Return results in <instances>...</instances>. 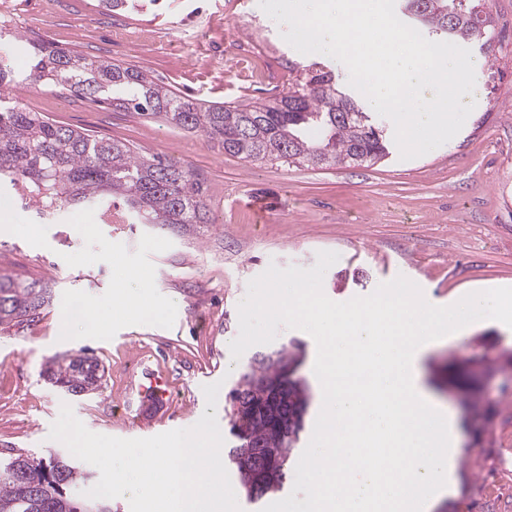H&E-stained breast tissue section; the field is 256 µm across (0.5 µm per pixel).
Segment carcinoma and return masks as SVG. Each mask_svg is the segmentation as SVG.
Returning a JSON list of instances; mask_svg holds the SVG:
<instances>
[{
	"label": "carcinoma",
	"mask_w": 512,
	"mask_h": 512,
	"mask_svg": "<svg viewBox=\"0 0 512 512\" xmlns=\"http://www.w3.org/2000/svg\"><path fill=\"white\" fill-rule=\"evenodd\" d=\"M484 0H404L402 13L422 17L431 32L472 42L487 53L496 34ZM33 64L16 76L0 64V182L22 187V202L39 216L72 205H102L121 198L142 224L181 228L209 223L201 183L192 169L130 146L57 125L39 112L6 100L15 84L62 90L93 103L153 116L207 139L224 152L249 162L324 167L370 166L389 154L384 131L336 81L322 62L288 63V91L265 102L224 106L182 98L129 63L87 57L50 44L33 46ZM52 299V284L0 275V326L36 321ZM302 358L288 347L256 354L237 381L239 400L230 411L235 445L227 457L234 465L238 489L249 500L281 491L293 451L304 429L310 396L305 381L281 387L276 371ZM55 386L73 396L99 389L104 368L83 353L53 360L45 369ZM264 458L282 460L285 468L265 471ZM42 460L17 454L0 459V512H100L106 499L87 500L76 487L87 479L69 457Z\"/></svg>",
	"instance_id": "carcinoma-1"
}]
</instances>
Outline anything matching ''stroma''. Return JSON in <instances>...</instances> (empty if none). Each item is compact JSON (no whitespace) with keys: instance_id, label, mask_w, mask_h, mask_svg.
Listing matches in <instances>:
<instances>
[{"instance_id":"obj_1","label":"stroma","mask_w":512,"mask_h":512,"mask_svg":"<svg viewBox=\"0 0 512 512\" xmlns=\"http://www.w3.org/2000/svg\"><path fill=\"white\" fill-rule=\"evenodd\" d=\"M19 16L48 7L44 27L20 26L29 40L86 56L134 64L177 95L236 106L265 101L288 88V64H308L282 37L258 0H163L161 9L102 11L98 0H13ZM497 35L492 56L475 71V107L448 142L410 160L392 151L381 163L323 168L248 162L197 133L89 103L59 92L23 96L26 110L60 125L125 143L137 151L192 168L208 205L209 223L177 231L134 223L120 207L111 221L96 208H71L36 224L18 208L11 186L0 205L14 209L16 230L0 234V274L54 281V297L32 323L0 326V453L49 458L66 447L49 440L62 404L96 433L143 437L136 425L146 404L128 395L127 370L151 352L173 386L152 435L197 423L206 407L204 385L220 383L217 422L225 446L234 437L228 393L254 353L232 359L238 305L250 280L269 265L312 267L321 251L338 253L323 279L336 302L372 293L404 275L439 304L479 283L512 284V0H488ZM139 30L134 46L112 40L113 28ZM189 27L207 31L188 44V58L171 42ZM77 305L105 311L69 322ZM161 317H154V310ZM83 350L105 369L99 390L65 394L43 375L46 365ZM512 353V330L483 320L449 335L423 358L421 382L456 413L461 447L453 491L435 512H498L512 497V471L499 458L512 442V369L493 366L471 394L442 391L461 366ZM491 405L493 444L476 447L482 419L468 398Z\"/></svg>"}]
</instances>
